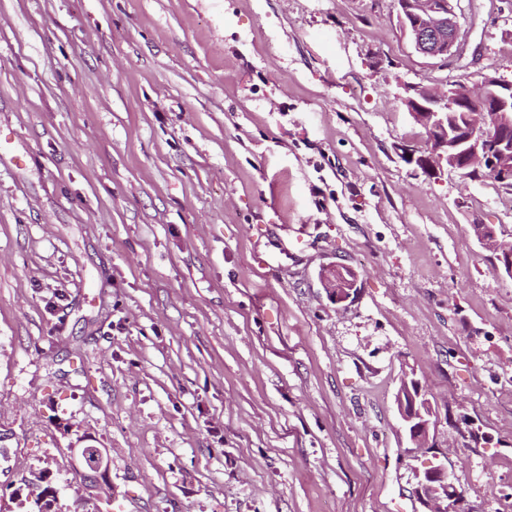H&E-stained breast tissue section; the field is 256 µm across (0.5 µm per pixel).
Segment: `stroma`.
<instances>
[{
  "instance_id": "35a3bbf8",
  "label": "stroma",
  "mask_w": 512,
  "mask_h": 512,
  "mask_svg": "<svg viewBox=\"0 0 512 512\" xmlns=\"http://www.w3.org/2000/svg\"><path fill=\"white\" fill-rule=\"evenodd\" d=\"M460 6L443 63L394 0H0V512L82 435L83 512H427L438 456L512 512V188L401 155V82L512 81V0ZM355 273L351 270L338 269L335 267H327L321 272V280L324 288H326L330 296L337 302L341 303L351 297V291L354 287ZM407 378L401 379L396 395L399 416L409 440L416 447L421 445V448H425L428 447L431 407L428 399L422 395L418 382ZM71 450L74 482L79 484L81 496L85 494L89 499L109 502L112 499V480L111 458L108 451L100 449L99 463L88 466L82 457V448H71Z\"/></svg>"
}]
</instances>
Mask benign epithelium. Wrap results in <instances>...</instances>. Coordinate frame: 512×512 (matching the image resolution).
I'll list each match as a JSON object with an SVG mask.
<instances>
[{
    "instance_id": "7a95c632",
    "label": "benign epithelium",
    "mask_w": 512,
    "mask_h": 512,
    "mask_svg": "<svg viewBox=\"0 0 512 512\" xmlns=\"http://www.w3.org/2000/svg\"><path fill=\"white\" fill-rule=\"evenodd\" d=\"M460 0H398L397 13L404 35L420 55L446 61L457 52ZM399 99L407 107L414 122L428 135V148L418 152L412 146L404 148L405 159L415 163L423 173L434 175L446 166L462 173L483 169L499 182L512 186V81L486 74L480 84L461 87L450 82L443 87L403 82ZM494 116V125H487V116ZM492 251L505 260L508 276L512 277V252L498 240L496 234L486 239ZM321 280L330 296L338 303L351 297L355 273L335 267L321 272ZM399 416L409 440L428 447L432 415L429 401L422 395L418 382L402 378L396 395ZM74 482L84 498L108 502L112 499L110 476L111 458L100 451L96 465H87L82 449H72ZM41 476L36 485H28L30 500L43 505L52 502L57 490L44 485ZM453 485L448 466L443 462L431 465L417 476L416 494L426 505L427 512H448V492Z\"/></svg>"
}]
</instances>
